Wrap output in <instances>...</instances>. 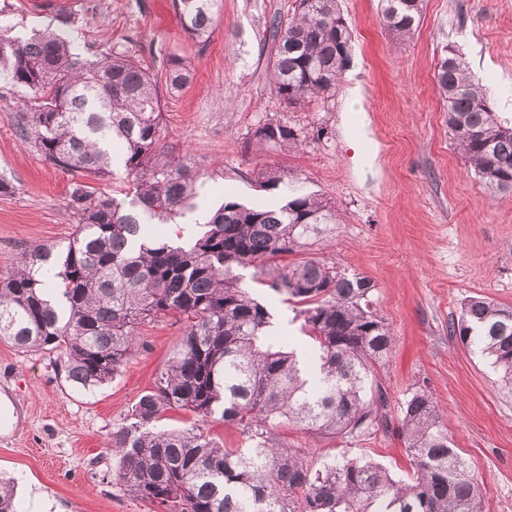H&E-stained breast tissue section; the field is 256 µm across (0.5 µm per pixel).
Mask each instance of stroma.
I'll list each match as a JSON object with an SVG mask.
<instances>
[{
    "label": "stroma",
    "instance_id": "obj_1",
    "mask_svg": "<svg viewBox=\"0 0 512 512\" xmlns=\"http://www.w3.org/2000/svg\"><path fill=\"white\" fill-rule=\"evenodd\" d=\"M293 3L218 0L213 32L201 45L184 33L172 0H0V36L23 40L55 28L63 12L90 58L129 50L158 72L169 55L192 60L191 81L162 96L161 143L189 155L199 171L198 208H217L228 196L252 203L259 193L250 176L260 168L297 174L326 196L337 223L316 255L372 280V308L395 336L378 375L387 417L396 418L416 386H427L488 512H512V398L489 363L448 333L468 297L512 306V194L489 191L454 151L435 79L444 46H456L494 111L512 122V0H424L408 41L382 27L380 0H339L352 63L335 95L297 110L268 82V27L288 19ZM28 97L0 83V175L15 186L0 195V276L28 246L64 241L76 229L67 206L76 175L46 163L17 133ZM268 120L301 129L302 147L257 143L254 132ZM243 283L267 304L277 335L306 354L291 306L251 273ZM140 333L133 359L90 392L57 377L56 353L0 341V398L11 412L0 426V476L14 482L21 512H163L112 481L109 437L165 367L181 329L167 317ZM279 433L318 464L348 455L399 477L411 469L392 430L351 445L288 425Z\"/></svg>",
    "mask_w": 512,
    "mask_h": 512
}]
</instances>
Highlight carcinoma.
<instances>
[{
    "instance_id": "1",
    "label": "carcinoma",
    "mask_w": 512,
    "mask_h": 512,
    "mask_svg": "<svg viewBox=\"0 0 512 512\" xmlns=\"http://www.w3.org/2000/svg\"><path fill=\"white\" fill-rule=\"evenodd\" d=\"M217 0H174L183 30L204 43ZM422 0H385L382 23L410 38ZM338 0H295L287 22L272 23L269 81L290 108L336 91L352 60ZM25 40L0 39V83L31 93L21 136L48 163L88 180L112 174L119 155L130 178L125 198L84 182L70 189L77 219L65 244L23 251L0 278V341L25 352L58 351L55 368L79 392L112 381L139 349V328L169 315L182 324L166 367L112 430L115 484L165 512H484L471 467L454 448L428 390L399 407L398 429L413 473L342 457L317 466L275 429L294 425L353 444L391 427L388 394L377 379L394 338L370 306L373 282L307 254L336 223L335 206L293 173L268 169L255 183L266 200L229 197L179 243L161 228L196 209L199 174L161 146V93L189 81L191 62L169 59L161 75L126 51L88 58L71 37L74 20ZM437 85L455 150L485 187L512 192V125L487 101L461 53L446 46ZM260 144L296 148L301 132L268 121ZM296 307L314 346L310 366L279 341L272 314L242 286L240 271ZM448 333L488 360L512 393V307L470 297ZM170 411L218 415L244 446L227 449L197 426L158 427ZM0 512H18L14 487L0 479Z\"/></svg>"
}]
</instances>
